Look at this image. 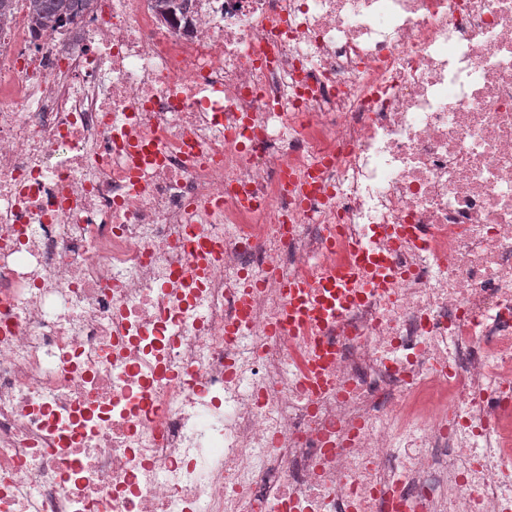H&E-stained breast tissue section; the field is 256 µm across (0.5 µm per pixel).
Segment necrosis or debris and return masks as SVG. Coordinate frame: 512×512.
<instances>
[{"mask_svg": "<svg viewBox=\"0 0 512 512\" xmlns=\"http://www.w3.org/2000/svg\"><path fill=\"white\" fill-rule=\"evenodd\" d=\"M0 512H512V0L17 12ZM34 32L55 30L66 22H74L90 0H25ZM291 297L282 324L305 323L317 318L321 313V299H316L307 284L291 286Z\"/></svg>", "mask_w": 512, "mask_h": 512, "instance_id": "1", "label": "necrosis or debris"}]
</instances>
